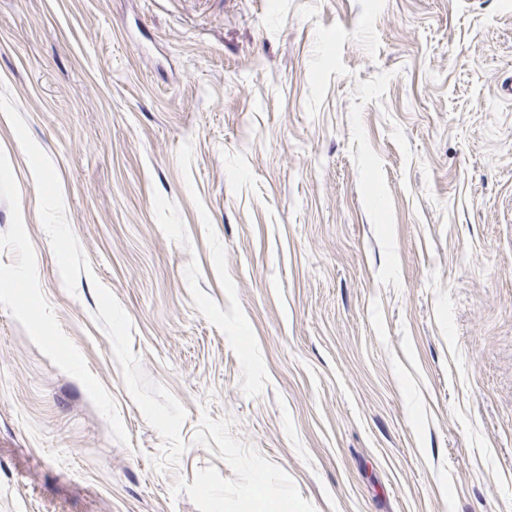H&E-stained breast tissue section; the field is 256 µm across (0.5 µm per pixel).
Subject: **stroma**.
<instances>
[{"mask_svg":"<svg viewBox=\"0 0 512 512\" xmlns=\"http://www.w3.org/2000/svg\"><path fill=\"white\" fill-rule=\"evenodd\" d=\"M512 0H0V512H512Z\"/></svg>","mask_w":512,"mask_h":512,"instance_id":"stroma-1","label":"stroma"}]
</instances>
